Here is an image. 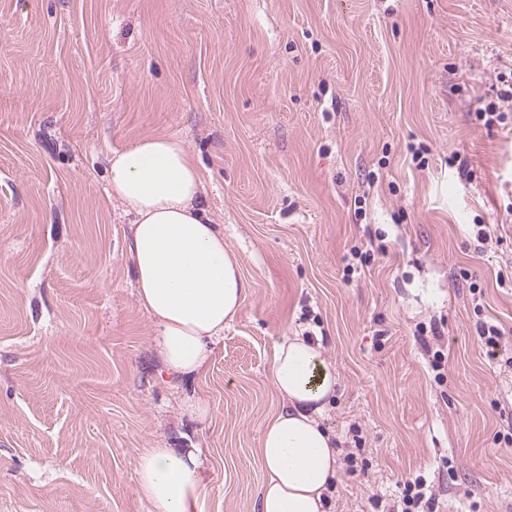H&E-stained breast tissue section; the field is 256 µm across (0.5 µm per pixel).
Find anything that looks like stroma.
I'll use <instances>...</instances> for the list:
<instances>
[{
	"instance_id": "35a3bbf8",
	"label": "stroma",
	"mask_w": 512,
	"mask_h": 512,
	"mask_svg": "<svg viewBox=\"0 0 512 512\" xmlns=\"http://www.w3.org/2000/svg\"><path fill=\"white\" fill-rule=\"evenodd\" d=\"M509 88L512 0H0V512H148L160 443L201 449L196 512H257L296 332L336 371L330 512H397L419 476L432 512H512ZM157 134L250 284L176 388L107 193L110 151Z\"/></svg>"
}]
</instances>
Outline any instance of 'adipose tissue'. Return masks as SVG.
I'll return each instance as SVG.
<instances>
[{"label":"adipose tissue","instance_id":"1","mask_svg":"<svg viewBox=\"0 0 512 512\" xmlns=\"http://www.w3.org/2000/svg\"><path fill=\"white\" fill-rule=\"evenodd\" d=\"M109 163V193L134 216L137 298L156 326L158 353L170 376L200 374L249 282L223 227L198 204L199 164L171 135L142 137L113 151ZM270 379L283 405L261 432L266 480L258 512H327L339 451L322 416L336 393V372L320 342L294 335L275 348ZM137 491L149 512H194L207 492L198 450L146 449L137 461Z\"/></svg>","mask_w":512,"mask_h":512}]
</instances>
